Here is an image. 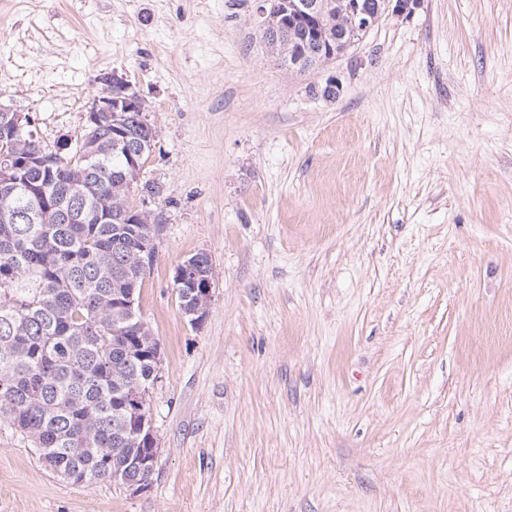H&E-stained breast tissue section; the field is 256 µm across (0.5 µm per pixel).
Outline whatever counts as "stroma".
<instances>
[{
    "instance_id": "obj_1",
    "label": "stroma",
    "mask_w": 512,
    "mask_h": 512,
    "mask_svg": "<svg viewBox=\"0 0 512 512\" xmlns=\"http://www.w3.org/2000/svg\"><path fill=\"white\" fill-rule=\"evenodd\" d=\"M257 7L0 0V102L47 151L103 74L151 104L164 224L150 486L63 480L2 428L0 512H512V0H420L303 74ZM193 264L194 266L192 267ZM187 269L189 270L185 274V270ZM184 274L187 280L184 278ZM212 276L213 268L210 263V260L207 255L202 253H198L191 256L177 269L175 278L178 280V283L185 282V284H178L177 281L175 280V285L179 299V308L183 314L186 309L194 305L195 298L193 294L190 295L189 297V292L191 291V289L187 286L192 282H194L192 284V286L194 287L193 292H198L199 297L203 299L208 305L210 304L212 298V280L207 279L205 282L202 283L201 288H198L200 281L195 279L197 277L203 279H206L207 277L212 278Z\"/></svg>"
}]
</instances>
